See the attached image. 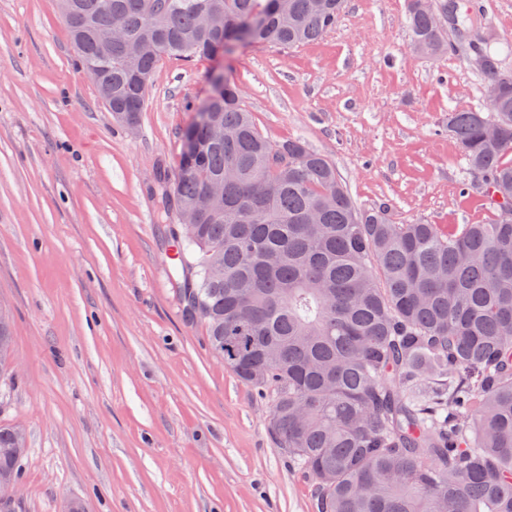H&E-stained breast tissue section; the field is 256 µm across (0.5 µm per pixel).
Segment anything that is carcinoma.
Listing matches in <instances>:
<instances>
[{
  "mask_svg": "<svg viewBox=\"0 0 512 512\" xmlns=\"http://www.w3.org/2000/svg\"><path fill=\"white\" fill-rule=\"evenodd\" d=\"M439 9L409 0L416 49L445 46ZM344 0H60L82 68L112 116L144 111L166 59L236 43L298 47L336 27ZM487 38L490 114L448 130L495 218L442 231L359 209L301 138L267 139L224 82L182 133L163 211L181 216L173 278L224 367L271 392L274 444L315 480L317 512H512V76ZM288 153V163L274 152ZM13 353L0 303V373ZM24 432L0 426V486L21 479Z\"/></svg>",
  "mask_w": 512,
  "mask_h": 512,
  "instance_id": "carcinoma-1",
  "label": "carcinoma"
}]
</instances>
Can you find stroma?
<instances>
[{
    "mask_svg": "<svg viewBox=\"0 0 512 512\" xmlns=\"http://www.w3.org/2000/svg\"><path fill=\"white\" fill-rule=\"evenodd\" d=\"M512 75V0H482ZM407 0H346L335 29L282 48L164 61L135 129L77 62L58 0H0V302L15 345L0 425L25 430L16 512H316L312 476L267 433L271 397L188 323L157 172L212 90L237 84L262 134L330 158L355 204L395 223L488 224L448 131L486 108L455 49L419 53Z\"/></svg>",
    "mask_w": 512,
    "mask_h": 512,
    "instance_id": "35a3bbf8",
    "label": "stroma"
}]
</instances>
